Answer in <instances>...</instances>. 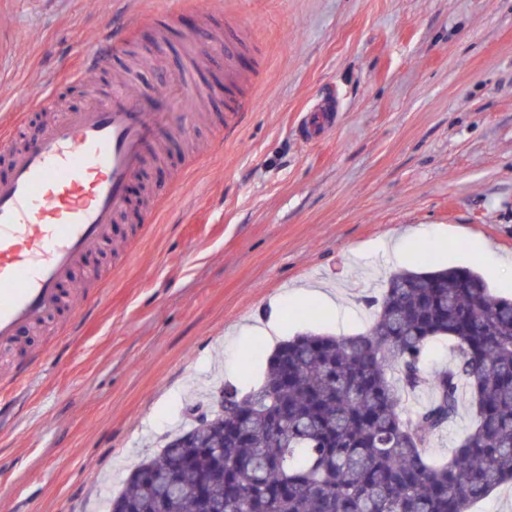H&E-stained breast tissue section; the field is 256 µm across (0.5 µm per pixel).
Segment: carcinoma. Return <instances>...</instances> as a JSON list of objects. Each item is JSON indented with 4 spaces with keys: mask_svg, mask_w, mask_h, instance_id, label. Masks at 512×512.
I'll use <instances>...</instances> for the list:
<instances>
[{
    "mask_svg": "<svg viewBox=\"0 0 512 512\" xmlns=\"http://www.w3.org/2000/svg\"><path fill=\"white\" fill-rule=\"evenodd\" d=\"M446 338L455 365L430 401L423 364ZM288 380H283V377ZM471 394L473 424L448 458L428 440ZM282 415L281 425L274 415ZM179 469L180 485L165 480ZM209 481L206 499L191 490ZM512 482V300L469 268L392 273L365 332L306 333L278 345L262 384L224 389V413L171 437L132 470L110 507L132 512H470Z\"/></svg>",
    "mask_w": 512,
    "mask_h": 512,
    "instance_id": "obj_1",
    "label": "carcinoma"
}]
</instances>
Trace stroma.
<instances>
[{"instance_id": "1", "label": "stroma", "mask_w": 512, "mask_h": 512, "mask_svg": "<svg viewBox=\"0 0 512 512\" xmlns=\"http://www.w3.org/2000/svg\"><path fill=\"white\" fill-rule=\"evenodd\" d=\"M237 24L252 87L236 126L212 90L209 120L128 187L153 222L116 219L87 308L26 333L47 359L0 347L22 375L0 391V512H98L102 480L120 490L197 393L261 381L271 348L251 329L272 303L284 340L365 331L397 269L380 242L428 229L409 268L427 251L512 299V268L490 270L512 258V0H0V123L28 96L87 108L118 75L152 101L186 37ZM113 29L128 43L111 68L71 79ZM472 423L465 393L427 454Z\"/></svg>"}]
</instances>
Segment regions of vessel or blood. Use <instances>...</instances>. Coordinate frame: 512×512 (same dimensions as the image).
Returning a JSON list of instances; mask_svg holds the SVG:
<instances>
[{
	"mask_svg": "<svg viewBox=\"0 0 512 512\" xmlns=\"http://www.w3.org/2000/svg\"><path fill=\"white\" fill-rule=\"evenodd\" d=\"M124 37L102 32L83 54L82 69L112 65ZM189 92L162 110L146 108L134 91L116 90L101 102L33 130L8 152L0 177V345L16 342L61 301L80 268H92L116 215L128 207L127 187L163 139L182 137L191 103L211 85L199 58L222 54L213 42L188 43ZM243 83L224 67V121L242 112Z\"/></svg>",
	"mask_w": 512,
	"mask_h": 512,
	"instance_id": "vessel-or-blood-1",
	"label": "vessel or blood"
}]
</instances>
